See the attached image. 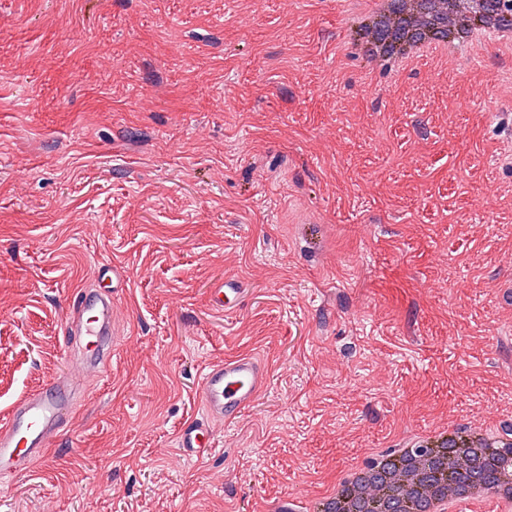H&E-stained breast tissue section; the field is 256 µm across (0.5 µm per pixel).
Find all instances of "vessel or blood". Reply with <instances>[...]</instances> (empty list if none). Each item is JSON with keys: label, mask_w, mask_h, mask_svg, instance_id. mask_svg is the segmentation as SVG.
Instances as JSON below:
<instances>
[{"label": "vessel or blood", "mask_w": 512, "mask_h": 512, "mask_svg": "<svg viewBox=\"0 0 512 512\" xmlns=\"http://www.w3.org/2000/svg\"><path fill=\"white\" fill-rule=\"evenodd\" d=\"M129 279L121 266L102 264L97 282L79 288L71 300L73 319L69 335L82 337L79 363L90 375L101 373L112 360V295L127 288ZM242 294L239 278L229 275L211 288L210 307L224 311L236 306ZM270 382V368L255 355L238 353L203 368L196 397L203 408L201 417L185 421L178 429L175 444L188 461L211 455L213 421H235L255 403ZM76 389L67 377L52 381L24 395L0 420V481L16 476L45 458L58 437L64 406L76 402Z\"/></svg>", "instance_id": "1"}]
</instances>
